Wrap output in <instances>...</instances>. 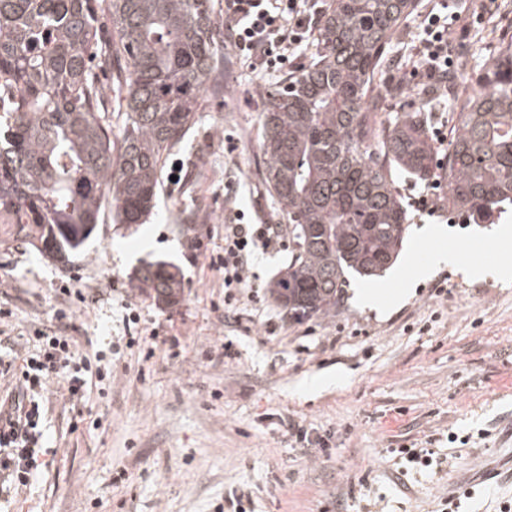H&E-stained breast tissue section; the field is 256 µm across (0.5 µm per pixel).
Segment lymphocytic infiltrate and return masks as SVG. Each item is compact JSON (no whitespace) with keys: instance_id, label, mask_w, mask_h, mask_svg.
<instances>
[{"instance_id":"1","label":"lymphocytic infiltrate","mask_w":512,"mask_h":512,"mask_svg":"<svg viewBox=\"0 0 512 512\" xmlns=\"http://www.w3.org/2000/svg\"><path fill=\"white\" fill-rule=\"evenodd\" d=\"M320 0H224V30L230 46L255 65L273 72L302 70L296 53L320 12ZM424 68L413 71L418 81L447 83L452 65L448 31L439 17L429 15ZM279 225L250 224L242 214L224 227V251L211 258L224 272V303L233 305L237 289L248 287L250 270L259 253L284 247ZM71 308L56 309L55 326L37 331L38 346L24 359L18 382L4 402L8 431L0 430V477L14 487L27 486L42 449L40 400L50 382H58L71 406L85 403L101 368L80 355L63 334Z\"/></svg>"}]
</instances>
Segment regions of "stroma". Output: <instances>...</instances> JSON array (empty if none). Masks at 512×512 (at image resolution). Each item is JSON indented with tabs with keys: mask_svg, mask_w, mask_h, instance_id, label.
I'll return each mask as SVG.
<instances>
[{
	"mask_svg": "<svg viewBox=\"0 0 512 512\" xmlns=\"http://www.w3.org/2000/svg\"><path fill=\"white\" fill-rule=\"evenodd\" d=\"M389 61L415 58L428 13L454 36L456 72L474 79L512 37V0H417ZM224 81L207 91L195 125L167 151L156 206L141 224H117L104 203L83 250L45 257L37 228L0 216V363L20 367L23 338L51 325L62 289L94 292L65 330L107 372L85 404L48 391L43 452L27 488L0 492V512H439L456 478L512 455V280L491 267L512 243L487 251L485 224L451 218L444 151L438 180L403 177L410 226L396 263L371 280L353 275L335 317L295 320L270 286L288 260L259 256L252 293L224 307V216L283 223L264 181L259 114L267 88L224 47ZM431 195L435 212L418 199ZM443 231L440 243L426 231ZM488 265L467 277L436 263V245ZM172 263L182 281L168 306L136 286L144 264ZM427 262V278L407 282ZM410 292L382 312L372 287ZM140 315L125 326L127 314ZM137 336L113 351L112 341ZM153 357H146V350ZM432 445L448 467L430 473L396 457Z\"/></svg>",
	"mask_w": 512,
	"mask_h": 512,
	"instance_id": "35a3bbf8",
	"label": "stroma"
}]
</instances>
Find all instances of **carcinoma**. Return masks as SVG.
I'll list each match as a JSON object with an SVG mask.
<instances>
[{
  "label": "carcinoma",
  "mask_w": 512,
  "mask_h": 512,
  "mask_svg": "<svg viewBox=\"0 0 512 512\" xmlns=\"http://www.w3.org/2000/svg\"><path fill=\"white\" fill-rule=\"evenodd\" d=\"M415 0H331L316 55L266 92L259 148L288 221V266L271 288L291 317L336 315L347 274L378 276L399 255L408 216L396 176L427 184L435 146L426 99L391 114L382 77ZM112 20L104 39L97 10ZM212 0H0V215L41 229L40 251L68 261L112 196L120 224L152 213L164 153L182 141L215 70ZM124 60L112 74V62ZM125 90L121 144L102 77ZM447 145L448 210L490 218L512 204V40L475 89L455 79ZM138 287L175 303L181 280L157 262Z\"/></svg>",
  "instance_id": "cac0c4a2"
}]
</instances>
